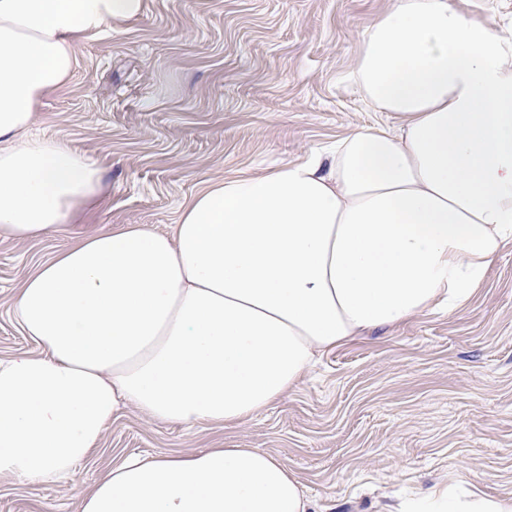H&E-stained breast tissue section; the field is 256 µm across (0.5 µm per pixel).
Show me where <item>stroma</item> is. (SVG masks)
I'll list each match as a JSON object with an SVG mask.
<instances>
[{
	"label": "stroma",
	"instance_id": "35a3bbf8",
	"mask_svg": "<svg viewBox=\"0 0 512 512\" xmlns=\"http://www.w3.org/2000/svg\"><path fill=\"white\" fill-rule=\"evenodd\" d=\"M391 5L146 0L138 19L85 40L32 133L88 156L103 193L42 239L0 237V357L39 353L13 303L41 263L82 236L124 224L170 230L207 182L298 163L384 123L348 75L365 28ZM209 448L278 457L318 512H395L441 480L512 496V245L462 309L336 348L234 426L189 429L125 410L66 483L0 485V512H80L127 454Z\"/></svg>",
	"mask_w": 512,
	"mask_h": 512
}]
</instances>
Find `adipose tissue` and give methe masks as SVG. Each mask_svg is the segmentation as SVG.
Here are the masks:
<instances>
[{"label":"adipose tissue","mask_w":512,"mask_h":512,"mask_svg":"<svg viewBox=\"0 0 512 512\" xmlns=\"http://www.w3.org/2000/svg\"><path fill=\"white\" fill-rule=\"evenodd\" d=\"M143 9L0 0V237L40 239L101 197L86 155L29 131L81 41ZM351 79L387 124L207 183L171 231L87 234L25 280L13 313L41 352L0 357V484L66 482L128 407L187 428L241 422L326 352L483 286L512 244V34L453 0H393ZM428 497L432 512H512V497ZM311 510L271 454L211 448L126 456L80 512Z\"/></svg>","instance_id":"obj_1"}]
</instances>
